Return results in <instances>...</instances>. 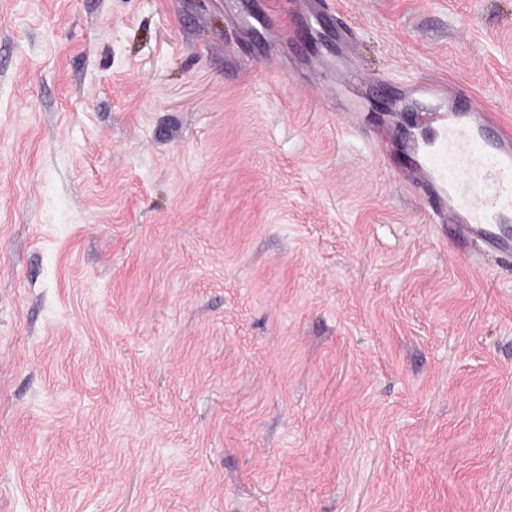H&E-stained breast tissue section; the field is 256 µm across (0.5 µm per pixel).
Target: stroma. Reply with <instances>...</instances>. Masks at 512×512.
Masks as SVG:
<instances>
[{
	"instance_id": "1",
	"label": "stroma",
	"mask_w": 512,
	"mask_h": 512,
	"mask_svg": "<svg viewBox=\"0 0 512 512\" xmlns=\"http://www.w3.org/2000/svg\"><path fill=\"white\" fill-rule=\"evenodd\" d=\"M339 2L361 72L512 117V0ZM271 8L0 0V512H512V261ZM382 82L380 79L373 77L357 78L352 68L344 60H336V90L338 98L343 103L344 121L346 126L355 132L362 133L367 147L371 151H378L385 158L394 140L388 132L379 141L378 134L366 129L365 120L361 117V112H367L364 105V97L361 88L369 84L375 85Z\"/></svg>"
}]
</instances>
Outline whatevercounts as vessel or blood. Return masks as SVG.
Returning a JSON list of instances; mask_svg holds the SVG:
<instances>
[{"label": "vessel or blood", "mask_w": 512, "mask_h": 512, "mask_svg": "<svg viewBox=\"0 0 512 512\" xmlns=\"http://www.w3.org/2000/svg\"><path fill=\"white\" fill-rule=\"evenodd\" d=\"M369 83L337 61L346 126L370 150L398 146L408 160L401 179L421 195L433 222L453 228L456 244L512 258V120L482 109L462 89L426 80L411 86L419 101L409 132L380 137L362 117L361 89Z\"/></svg>", "instance_id": "obj_1"}]
</instances>
